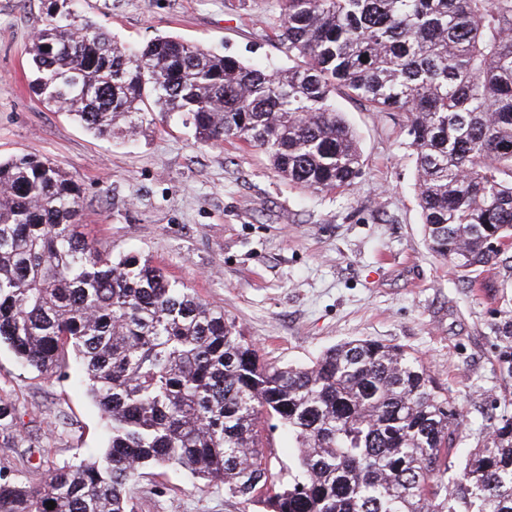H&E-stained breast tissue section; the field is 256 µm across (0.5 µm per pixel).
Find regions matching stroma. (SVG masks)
<instances>
[{
    "mask_svg": "<svg viewBox=\"0 0 512 512\" xmlns=\"http://www.w3.org/2000/svg\"><path fill=\"white\" fill-rule=\"evenodd\" d=\"M48 0H0V157L33 154L81 188L80 222L113 257L135 255L223 308L260 357L309 363L338 343L368 338L420 357L463 419L466 455L491 416L512 417V248L476 286L432 255L414 191L412 151L398 118L336 101L354 128L363 168L343 190L311 193L258 149L196 144L163 113L122 143L93 136L31 87L30 47ZM81 14L124 48L175 36L269 70L291 66L279 41L282 0H79ZM68 356L47 377L0 348V398L22 417L0 432V474L31 486L53 467L103 449L101 413ZM263 452L274 485L296 460L280 428ZM137 512H267L177 465L147 467L129 489Z\"/></svg>",
    "mask_w": 512,
    "mask_h": 512,
    "instance_id": "1",
    "label": "stroma"
}]
</instances>
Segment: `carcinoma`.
<instances>
[{"mask_svg": "<svg viewBox=\"0 0 512 512\" xmlns=\"http://www.w3.org/2000/svg\"><path fill=\"white\" fill-rule=\"evenodd\" d=\"M73 2L50 0L32 88L95 135L125 137L152 105L200 144L237 140L302 189L339 190L361 170L342 90L402 116L432 253L481 274L512 242V0H283L294 65L279 72L173 37L128 51ZM80 194L54 161L0 160V344L46 375L73 352L108 445L40 486L0 478V512H133L131 481L168 464L270 512H512V419L460 463V415L404 348L351 340L310 365L263 363L224 310L88 241ZM271 418L296 456L275 491Z\"/></svg>", "mask_w": 512, "mask_h": 512, "instance_id": "obj_1", "label": "carcinoma"}]
</instances>
